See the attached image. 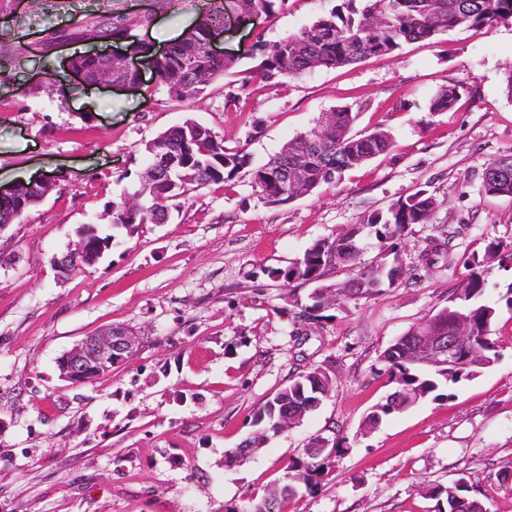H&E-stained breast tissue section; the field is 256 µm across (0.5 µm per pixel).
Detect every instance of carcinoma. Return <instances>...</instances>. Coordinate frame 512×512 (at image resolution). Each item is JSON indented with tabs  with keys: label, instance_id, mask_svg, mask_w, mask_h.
<instances>
[{
	"label": "carcinoma",
	"instance_id": "cac0c4a2",
	"mask_svg": "<svg viewBox=\"0 0 512 512\" xmlns=\"http://www.w3.org/2000/svg\"><path fill=\"white\" fill-rule=\"evenodd\" d=\"M362 2L361 8L354 7ZM279 0H245V13L269 15ZM346 10H333L320 16L298 33L272 45L257 41L252 52L258 55L255 77L260 79L298 78L317 68H338L357 63L371 56H389L404 42L434 43L437 36L457 29L491 28L499 22L512 20V0H342ZM224 0H211L197 24L157 63L156 76L169 92L186 101H196L208 87L235 66V61L208 54L206 42L224 29ZM150 22L146 16L130 20L124 16L103 15L87 22V27L103 40L125 42L126 51L144 54L150 45L139 39L135 29ZM113 58L105 55H76L71 65L85 70L88 84L99 74L110 70L119 79L134 76L112 66ZM457 100L456 89L448 86L438 90L429 100L428 112H446ZM334 127L323 118L306 132L289 141L265 164L253 169L254 183L262 198L271 205H285L298 196L288 193L281 172L298 157L308 159L301 196H307L323 185H333L353 169L386 153L393 145L391 134L381 127L353 131L357 113L344 105L333 109ZM150 163L139 173L132 195L139 205L127 207L126 202L112 203V228L132 234L143 224H166L170 220L172 202L190 192L211 185L224 184L241 169L251 165L249 154L229 151L224 140L211 129L187 120L181 126L158 135L146 144ZM485 193L512 197V156L491 161L483 173ZM44 195L42 191L25 189L10 198L0 199V223L12 224ZM437 208V200L424 189H418L393 202L386 210L368 215L363 224L349 226L330 239L314 241L286 270L271 272L276 279L299 281L313 285L311 293L313 317L327 311L323 296L340 300L367 298L390 287L402 274V268L390 263H362L364 232L383 240L390 255H398V246L414 225L429 224ZM347 269L350 278L332 282L327 276L337 269ZM467 286L454 292L448 306L413 325L381 354L383 373L395 384L400 400H386L367 416L373 426L384 417L399 413L419 401L431 397L446 398V391L497 359L491 327L496 308L481 301L486 287L484 264L472 260ZM471 322L473 350L465 366L439 371L425 363L412 336L416 329L430 325L449 331L461 315ZM332 377L316 367L299 375L258 406L251 415L254 439L263 444L265 430L275 426L280 411L294 410L310 398L314 387L330 392ZM331 450L306 453L288 465L286 486L254 497L244 512H285V505L297 493L296 484L310 483L329 467ZM425 494L436 501L438 512H490L489 496L477 490L474 481L462 475L448 484H430Z\"/></svg>",
	"mask_w": 512,
	"mask_h": 512
}]
</instances>
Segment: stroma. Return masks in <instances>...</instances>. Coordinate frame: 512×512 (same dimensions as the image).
I'll list each match as a JSON object with an SVG mask.
<instances>
[{"mask_svg": "<svg viewBox=\"0 0 512 512\" xmlns=\"http://www.w3.org/2000/svg\"><path fill=\"white\" fill-rule=\"evenodd\" d=\"M207 2L11 0L0 10V182L29 171L57 180L0 229V512H225L284 479L317 435L336 444L331 467L288 512H435L423 486L463 474L485 480L490 512H512V489L490 480L512 466V262L491 263L486 275L484 300L498 309L493 365L448 397L364 426L393 390L381 353L447 306L467 259L493 240L512 250V198L483 189L488 163L512 154V22L260 80L253 43L281 41L342 2L283 0L270 16L227 24L213 46L239 61L200 101H180L147 69L136 89H68V59L122 51L84 31L90 17L150 16L137 33L162 50ZM446 86L456 105L429 113ZM341 105L357 108L356 129L388 130L392 148L284 206L267 204L244 170L191 193L169 223L113 234L106 211L134 190L158 134L192 119L259 165ZM420 188L438 207L404 237L399 281L304 320L311 286L269 270ZM90 223L113 235L111 248L58 279L54 258ZM433 237L447 240L450 264L430 270L421 253ZM116 324L142 336L137 358L81 385L66 381L60 356ZM315 367L334 380L320 408L225 466L253 410Z\"/></svg>", "mask_w": 512, "mask_h": 512, "instance_id": "stroma-1", "label": "stroma"}]
</instances>
